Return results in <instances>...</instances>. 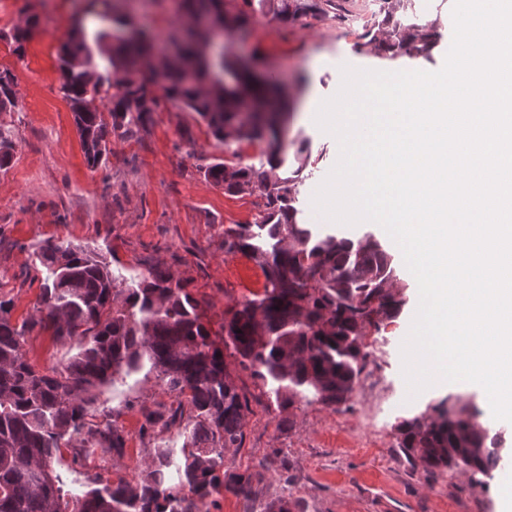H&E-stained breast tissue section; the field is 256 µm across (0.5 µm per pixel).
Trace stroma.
I'll return each mask as SVG.
<instances>
[{"label":"stroma","mask_w":512,"mask_h":512,"mask_svg":"<svg viewBox=\"0 0 512 512\" xmlns=\"http://www.w3.org/2000/svg\"><path fill=\"white\" fill-rule=\"evenodd\" d=\"M453 6L454 0H412L406 12L413 22L440 24L442 38L428 61H389L359 50L362 34L381 17L382 0H333L324 13L287 25L258 12L244 28L214 39L212 53L244 58L253 73L273 74L288 90V148L307 143L318 160L297 187L299 223L324 236L355 240L371 234L388 241L386 231L374 223L348 226L319 220L312 196L335 165L339 147L303 108L310 98L336 94L345 65L439 70L453 38ZM182 14L181 0H136L125 20L151 31L157 50L163 51L168 31ZM33 16L38 26L24 54H16L10 34ZM86 16L93 18L95 31L108 35L91 45L92 65L100 72L113 46L109 35L117 30L112 0H0V71L13 74L18 93L17 108L0 112V131L14 144L10 164L0 170V296L11 299L13 321L35 315L40 288L33 246L59 237L95 249L112 271L129 277L146 272L150 264H165L201 301L212 327L220 328L238 302L264 289L265 276L252 259L224 251L225 229L254 223L262 197L257 191L228 193L201 169L224 159L259 164L266 146L217 140L196 113L163 99L146 132L135 138L110 132L107 164L89 167L60 91L58 59L61 44ZM399 274L406 304L368 347L350 408L300 402L277 410L260 399L250 369L232 364L236 384L252 402L244 445L225 453V470L258 467L275 449L287 464L286 471L266 474L259 501L287 497L301 512H501L505 494L500 473L431 475L409 463L396 446L398 421L447 395L459 392L474 407L482 405L479 390L453 385L431 386L410 396L401 348L419 293L407 267H400ZM25 349L30 363L43 371L71 354L69 346L37 328L29 332ZM173 401V394L152 378L102 391L99 406L118 411V422L128 434L124 459L106 467L105 478L136 481L154 446L152 438L139 434L141 411H163Z\"/></svg>","instance_id":"1"}]
</instances>
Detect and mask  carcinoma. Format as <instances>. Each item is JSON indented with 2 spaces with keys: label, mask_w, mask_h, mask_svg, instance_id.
Listing matches in <instances>:
<instances>
[{
  "label": "carcinoma",
  "mask_w": 512,
  "mask_h": 512,
  "mask_svg": "<svg viewBox=\"0 0 512 512\" xmlns=\"http://www.w3.org/2000/svg\"><path fill=\"white\" fill-rule=\"evenodd\" d=\"M183 2L184 16L194 20L207 10L219 24L237 29L247 22L248 7L288 24L324 12L331 0H242L244 8L235 13L225 0ZM410 2L386 0L383 19L363 34L361 49L389 59L431 57L441 39L439 25L397 18ZM179 40L180 53L164 62L161 73L140 78L152 66L153 38L137 29L117 39L109 67L91 85L89 70L72 64L91 63L81 27L61 48L60 92L92 168L106 160L108 129L143 130L153 121L158 87L167 100L197 113L220 141L269 140L258 168L216 162L204 169L206 178L232 193H251L257 183L263 188L255 222L225 229L224 251L256 262L266 279L264 292L237 304L214 332L200 302L169 269L155 265L129 280L68 240L39 242L34 255L47 271L39 316L14 324L11 300L0 298V512H209L221 487L255 502V483L263 472L278 469L279 454L265 457L260 472L224 470L225 451L243 445L250 412L224 350L233 349L239 364H249L262 395L277 408L289 409L298 400L337 408L356 395L368 330L380 331L402 307L390 291L397 280L393 257L379 241L320 238L297 223L294 194L308 156L299 148L298 166L281 172L286 157L275 140L288 112L243 117L244 100L224 87V72L234 70L256 99L273 88L222 54L209 63L202 51L210 41L206 29L182 22L167 33V41ZM105 86L114 89L110 123L95 106ZM17 106L14 77L1 71L0 111ZM36 325L58 341L76 342V353L50 374L26 357V334ZM141 372L176 394L177 406L142 410L140 433L156 443L138 479L100 484L95 477L73 492L63 470L125 456L128 434L115 413L96 407L97 398L102 388ZM475 417L467 401L450 396L429 413L401 419L398 447L432 474L489 476L502 458L498 435ZM173 428L184 437L178 454L163 438ZM260 512L300 510L278 497Z\"/></svg>",
  "instance_id": "cac0c4a2"
}]
</instances>
